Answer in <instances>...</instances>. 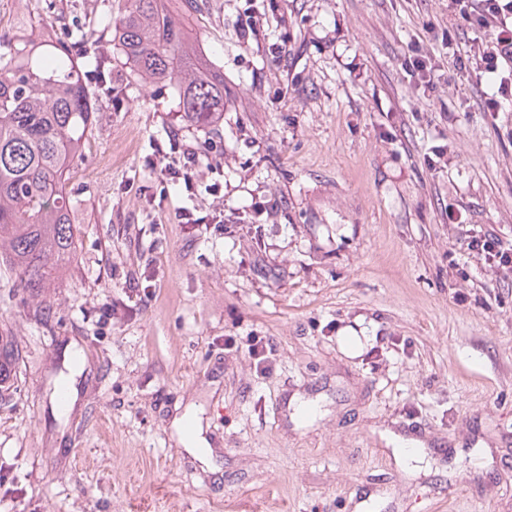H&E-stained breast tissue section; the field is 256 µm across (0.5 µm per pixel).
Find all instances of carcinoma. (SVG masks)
<instances>
[{
  "label": "carcinoma",
  "mask_w": 512,
  "mask_h": 512,
  "mask_svg": "<svg viewBox=\"0 0 512 512\" xmlns=\"http://www.w3.org/2000/svg\"><path fill=\"white\" fill-rule=\"evenodd\" d=\"M173 2L127 0L112 43L136 79L176 89L187 126L207 129L224 116V73L174 20ZM103 38L77 30L59 44L46 29L0 36V265L24 292L43 287L75 251L69 170L104 107L78 53L99 58Z\"/></svg>",
  "instance_id": "1"
}]
</instances>
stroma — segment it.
Wrapping results in <instances>:
<instances>
[{
    "label": "stroma",
    "mask_w": 512,
    "mask_h": 512,
    "mask_svg": "<svg viewBox=\"0 0 512 512\" xmlns=\"http://www.w3.org/2000/svg\"><path fill=\"white\" fill-rule=\"evenodd\" d=\"M124 4L0 0V34L97 33ZM186 21L224 73L223 120L186 126L174 89L113 58L69 181L73 257L34 294L0 267V339L18 351L0 512H512V268L466 248L480 228L512 246V104L489 111L496 84L439 41L466 54L490 29L448 0H199ZM415 45L439 58L432 90L405 69ZM188 146L211 163L192 203L210 214L221 183L223 223H177L183 198L160 196L156 150ZM187 411L213 468L178 440ZM393 434L427 467L398 463Z\"/></svg>",
    "instance_id": "1"
}]
</instances>
